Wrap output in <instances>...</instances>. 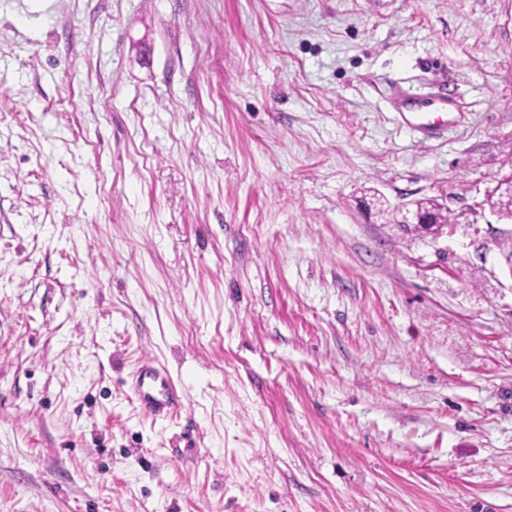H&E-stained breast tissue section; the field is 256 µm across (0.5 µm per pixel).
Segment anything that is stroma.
Wrapping results in <instances>:
<instances>
[{
    "instance_id": "stroma-1",
    "label": "stroma",
    "mask_w": 512,
    "mask_h": 512,
    "mask_svg": "<svg viewBox=\"0 0 512 512\" xmlns=\"http://www.w3.org/2000/svg\"><path fill=\"white\" fill-rule=\"evenodd\" d=\"M509 173L512 0H0V512H512ZM128 390L142 412L154 420L172 417L182 406V395L170 373L149 361L138 368Z\"/></svg>"
}]
</instances>
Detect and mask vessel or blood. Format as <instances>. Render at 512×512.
Here are the masks:
<instances>
[{"label":"vessel or blood","instance_id":"1","mask_svg":"<svg viewBox=\"0 0 512 512\" xmlns=\"http://www.w3.org/2000/svg\"><path fill=\"white\" fill-rule=\"evenodd\" d=\"M129 392L142 412L155 420L172 417L182 406V397L170 373L149 361L138 368Z\"/></svg>","mask_w":512,"mask_h":512}]
</instances>
